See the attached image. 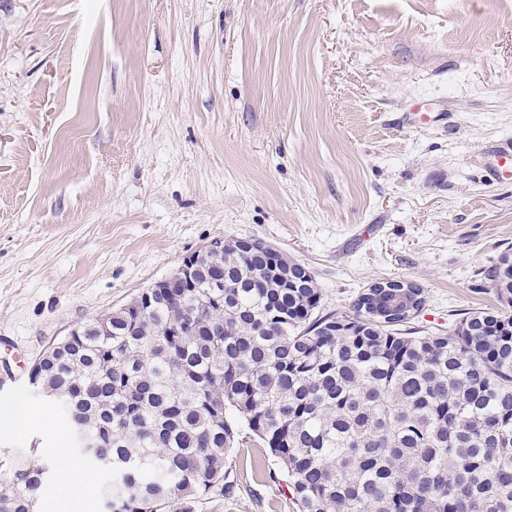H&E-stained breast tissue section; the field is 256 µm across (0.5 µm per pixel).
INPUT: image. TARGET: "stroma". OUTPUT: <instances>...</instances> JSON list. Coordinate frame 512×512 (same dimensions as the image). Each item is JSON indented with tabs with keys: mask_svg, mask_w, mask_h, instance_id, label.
<instances>
[{
	"mask_svg": "<svg viewBox=\"0 0 512 512\" xmlns=\"http://www.w3.org/2000/svg\"><path fill=\"white\" fill-rule=\"evenodd\" d=\"M512 0H0V461L55 473L37 512H99L62 476L60 414L33 363L214 239L308 267L321 313L407 280L413 331L500 308L512 249ZM231 497L194 512H298L236 414ZM511 170L512 147L507 145L496 152L494 163L490 166V173L497 180L510 181ZM511 259V264L509 263ZM484 279L489 281L505 308H512V253H504L498 262L482 271Z\"/></svg>",
	"mask_w": 512,
	"mask_h": 512,
	"instance_id": "1",
	"label": "stroma"
}]
</instances>
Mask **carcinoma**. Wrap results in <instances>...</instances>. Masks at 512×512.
<instances>
[{"label":"carcinoma","mask_w":512,"mask_h":512,"mask_svg":"<svg viewBox=\"0 0 512 512\" xmlns=\"http://www.w3.org/2000/svg\"><path fill=\"white\" fill-rule=\"evenodd\" d=\"M224 246V287L93 318L30 372L112 458V512H191L226 481L235 412L299 512H512V253L482 271L504 306L412 336L380 291L319 314L308 270ZM49 465L0 466V512H35Z\"/></svg>","instance_id":"1"}]
</instances>
